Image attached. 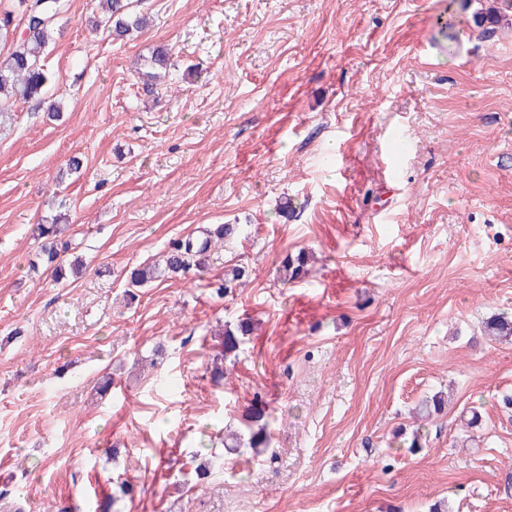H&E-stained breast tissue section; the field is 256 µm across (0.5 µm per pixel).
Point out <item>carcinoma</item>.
Instances as JSON below:
<instances>
[{
    "label": "carcinoma",
    "mask_w": 512,
    "mask_h": 512,
    "mask_svg": "<svg viewBox=\"0 0 512 512\" xmlns=\"http://www.w3.org/2000/svg\"><path fill=\"white\" fill-rule=\"evenodd\" d=\"M22 8L23 30L16 33L12 27L11 15L0 19V43L12 42V52L0 60V120L11 115V108L18 100L46 103L49 78L42 56L52 39L59 14L67 13L68 0H18ZM133 0H100L101 20L95 27H106L115 40H126L141 33L146 18L132 13ZM505 18L501 9L479 8L471 16L474 26L489 33ZM170 66L169 54L164 49L155 50L148 60V70L142 73L144 85L154 86L162 78V72ZM65 224H38L35 232L44 240L42 253L48 265L53 267L55 278H60L66 247L61 245L60 236L66 230ZM242 232L239 224H219L213 230L204 228L199 234L187 236L173 244L167 252L164 265H144L131 270L129 286L139 288L161 276L182 277L191 270L202 271L209 264L213 247L236 239ZM307 257L300 252L296 256H285L281 262L285 281H295L308 274ZM246 276V269L234 266L224 274V281L215 288L222 296ZM490 336L507 337L512 335V318L505 312L494 315L484 326ZM252 334L250 322L242 320L235 328L224 331L222 345L224 355L235 352L241 341ZM264 407L256 402L243 427L228 435L224 443L227 450L241 453L246 449L254 455H261L269 444L267 423L263 422Z\"/></svg>",
    "instance_id": "1"
}]
</instances>
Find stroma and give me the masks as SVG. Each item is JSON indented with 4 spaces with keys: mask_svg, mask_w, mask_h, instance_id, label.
<instances>
[{
    "mask_svg": "<svg viewBox=\"0 0 512 512\" xmlns=\"http://www.w3.org/2000/svg\"><path fill=\"white\" fill-rule=\"evenodd\" d=\"M70 4L59 117L0 126V512H96L119 478L112 512H512V337L480 333L512 313V26L481 33L477 0H134L150 25L120 42ZM60 214L85 265L63 283L33 234ZM214 224L243 231L208 270L129 299L130 268ZM259 396L249 463L222 439ZM148 70L141 73L142 78L144 80V84L150 88H155L157 86L156 82L160 81L162 77V71L166 72L168 66H170V58L169 54L164 49H157L155 50L150 60H148ZM307 257L304 252H299L295 257L288 254L281 262L284 281H295L304 278L308 274ZM252 334V325L249 321L241 320L234 329L228 328L224 331L221 344L224 346V360L228 355L235 352L241 341Z\"/></svg>",
    "mask_w": 512,
    "mask_h": 512,
    "instance_id": "stroma-1",
    "label": "stroma"
}]
</instances>
